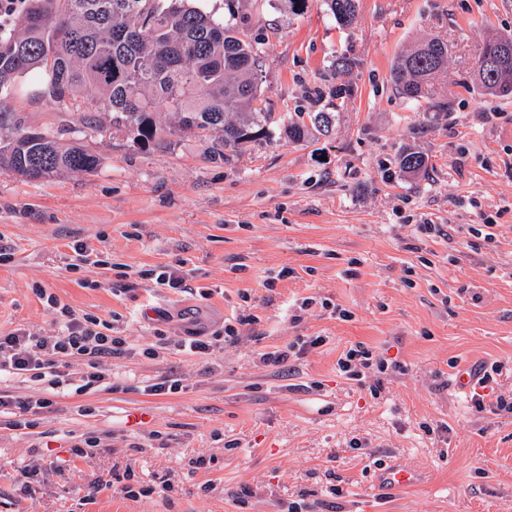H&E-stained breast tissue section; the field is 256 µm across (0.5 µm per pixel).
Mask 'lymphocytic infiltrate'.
Instances as JSON below:
<instances>
[{
  "mask_svg": "<svg viewBox=\"0 0 512 512\" xmlns=\"http://www.w3.org/2000/svg\"><path fill=\"white\" fill-rule=\"evenodd\" d=\"M37 295L59 315L61 330L43 336L24 328L0 332V375L30 378L45 384V396L20 398L0 390V414H6V429L34 428L35 415L50 404L48 394L65 386L83 393L103 385L107 378L101 369L103 359L122 356L130 348L125 337L114 335L111 323L92 315H76L53 293L38 289ZM85 365L80 378H73L65 368L70 361Z\"/></svg>",
  "mask_w": 512,
  "mask_h": 512,
  "instance_id": "obj_1",
  "label": "lymphocytic infiltrate"
}]
</instances>
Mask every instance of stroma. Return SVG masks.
<instances>
[{
	"label": "stroma",
	"mask_w": 512,
	"mask_h": 512,
	"mask_svg": "<svg viewBox=\"0 0 512 512\" xmlns=\"http://www.w3.org/2000/svg\"><path fill=\"white\" fill-rule=\"evenodd\" d=\"M243 10L264 52L268 138L223 162L207 138L141 149L90 129L95 172L34 181L0 168V331L59 332L43 287L132 349L105 359L110 388L61 391L34 428L0 429V512H512V414L496 408L512 398V97L470 88L478 47L512 35V0H359L346 30L321 0ZM430 38L447 42L448 71L433 101L407 100L392 62ZM341 54L356 67L332 133L289 141L283 123L323 109ZM42 86L27 73L0 105L42 131L72 121ZM406 150L425 155L424 173L400 170ZM78 244L111 269L71 270ZM165 265L189 269L185 288L139 275ZM190 330L222 341L183 352ZM318 336L292 371L259 361ZM359 342L396 367L340 372ZM151 346L158 358L143 356ZM482 368L495 389L478 412L455 378ZM169 375L182 391L149 392ZM84 436L98 451L70 456ZM391 465L419 481L386 490ZM128 471L158 493L114 492Z\"/></svg>",
	"instance_id": "stroma-1"
}]
</instances>
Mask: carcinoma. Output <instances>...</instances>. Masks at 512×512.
<instances>
[{
    "label": "carcinoma",
    "instance_id": "carcinoma-1",
    "mask_svg": "<svg viewBox=\"0 0 512 512\" xmlns=\"http://www.w3.org/2000/svg\"><path fill=\"white\" fill-rule=\"evenodd\" d=\"M323 4L342 28L345 17L356 16L357 0ZM247 23L242 0H224L222 18L183 0H27L16 27L0 32V95L12 94L30 71L45 76V93L57 103L92 87L107 102L112 127L143 146L159 135L161 103L171 114L165 133L181 139L215 132L210 158L228 161L243 145L268 137L272 124V113L260 106L261 50L244 33ZM447 64L448 44L425 40L395 59L391 81L400 95L418 101L429 97ZM353 65L344 55L332 63L336 110L351 95ZM471 83L483 95L512 96V85L479 68ZM334 119L333 112H299L283 132L296 143L327 136ZM27 132L16 113L0 109V167L44 180L93 173L101 164L80 146L61 147L47 131L35 138ZM398 164L416 173L427 160L404 152Z\"/></svg>",
    "mask_w": 512,
    "mask_h": 512
}]
</instances>
